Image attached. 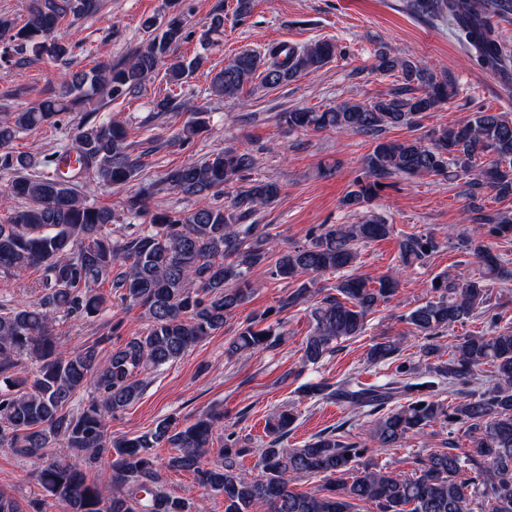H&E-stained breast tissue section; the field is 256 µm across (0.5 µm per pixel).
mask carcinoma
I'll return each mask as SVG.
<instances>
[{
	"mask_svg": "<svg viewBox=\"0 0 512 512\" xmlns=\"http://www.w3.org/2000/svg\"><path fill=\"white\" fill-rule=\"evenodd\" d=\"M421 17L448 15L456 36L479 65L512 80V47L496 34L492 20H512V0H411ZM97 9L96 0H31L23 25L0 17V61L24 65L31 52L37 58L65 61L71 46L57 35L62 22L78 20ZM142 28L148 42L117 63L98 62L88 70L62 73L58 86L30 107L0 115V175L9 178L5 200H20L8 223L0 224V273L19 276L30 268L42 270V295L28 305L0 303V449L35 463L47 449L61 446L82 463L59 458L39 471V480L67 512H200V506L160 486L159 457L154 449H173L165 466L191 472L198 484L224 497V512H250L264 503L269 512H512V326L502 327V313L491 304L488 282L512 283V259L492 250L488 238L512 234V218L488 212L479 199L490 189L503 199L512 196V119L501 112L471 113L462 125L434 129L427 138L387 140L386 130L416 128L425 112H433L459 94L456 83L437 77L411 59L381 51L377 69L393 73L398 88L371 103H343L323 111L296 108L279 113L292 131L324 130L368 137L375 146L362 162V172L343 200L362 214L358 224H322L306 242L269 262L266 225L253 217L276 202L278 182L251 177L256 158L246 149L226 148L203 161L187 160L168 169L161 179L128 196L127 214L142 223L114 225V213L91 203L60 169L73 152L79 175L104 188L120 186L144 171L150 149L136 151L122 122L96 119L86 113L67 143L42 156L13 150L23 131L55 125L58 116L95 98L107 105L136 99L160 70L167 84L182 86L208 60L212 36L223 31L224 17L211 18L201 34L204 49L192 57L172 58L173 46L189 39L186 18L173 12L166 19L150 17ZM336 55V43L319 41L302 49L287 44L269 47L262 55L243 51L211 78L208 94L234 96L256 80L273 87L302 73L322 68ZM154 112L185 108L177 94L151 101ZM176 134L181 145L193 142L205 125L204 110ZM477 170L469 182L472 200L466 220L470 234L461 240L477 273L456 280L439 274L431 281L433 296L412 309L404 320L425 340L421 352L437 363L430 379L417 382L414 368L399 361V343L381 338L372 343L367 359L396 363L391 380L366 386L352 380L336 387H307L310 398L333 399L376 416L371 439L381 450L396 448L408 437L437 424L460 426L470 439L463 448L448 441L418 461L412 476L395 474L364 458L371 448L362 440L347 441L337 430L320 434L301 448L284 441L296 415L283 411L266 425L269 441L258 452V474L241 466L251 449L235 433H224V411L212 408L192 423L163 419L133 438H112L110 419L137 399L143 389L139 375L181 356L224 327L248 302L247 279L253 268L266 265L277 280L297 287L279 300L284 311L310 296L322 294L310 311L313 327L303 343V361L316 364L336 345L362 335L367 317L397 292L392 275L376 281L353 272L358 246L393 235L394 227L365 214L367 205L388 181L400 177L448 180L452 172ZM173 190L195 202L189 211L153 212L148 200ZM438 243L430 234L406 233L399 242L400 261L409 267L430 256ZM340 277L332 291L314 288L325 273ZM111 282L113 297L141 309L147 326L107 359L94 342L68 349L54 333L58 316L92 318L108 300L96 285ZM485 318L486 327L448 343L443 359L439 339L457 324ZM263 312L229 342L232 357L250 350L272 349L281 335ZM37 363L30 372L23 361ZM484 366L493 367L494 383L482 392L468 389ZM458 397L448 404L440 394ZM405 402L390 410L396 399ZM217 448L221 461L208 460ZM104 461L116 487L108 493L88 479L87 469ZM299 476L319 478L312 491L290 488Z\"/></svg>",
	"mask_w": 512,
	"mask_h": 512,
	"instance_id": "cac0c4a2",
	"label": "carcinoma"
}]
</instances>
